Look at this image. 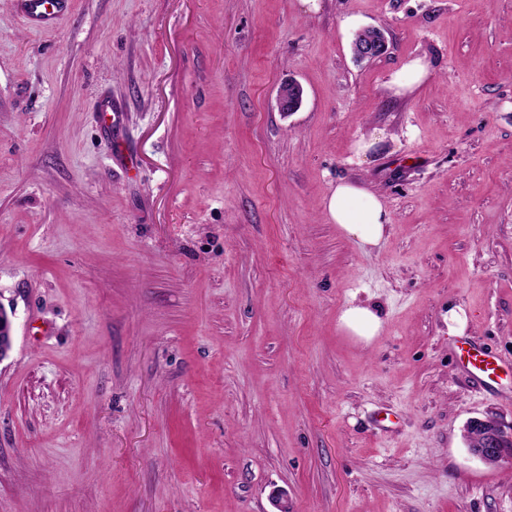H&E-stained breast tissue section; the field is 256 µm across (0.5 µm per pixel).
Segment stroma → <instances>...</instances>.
Instances as JSON below:
<instances>
[{
    "mask_svg": "<svg viewBox=\"0 0 512 512\" xmlns=\"http://www.w3.org/2000/svg\"><path fill=\"white\" fill-rule=\"evenodd\" d=\"M342 179L378 246L327 221ZM0 306V512H512L463 437L512 424V369L460 368L512 360V0H0ZM71 5L70 0H17V9L24 22L32 28L48 31L56 26L61 14ZM428 74V64L423 59L416 58L403 65L394 76L391 85L396 89V94L411 92ZM303 88L296 81L283 82L276 93V104L279 112L284 114L295 112L301 105ZM324 208L329 221L364 250L377 246L385 235L389 218L382 200L358 181L337 182ZM338 327L356 341L369 344L382 330L383 320L375 307L352 301L341 311ZM467 359L463 361V366L468 375L478 384L490 389H498L496 378L499 377L498 371L507 366L508 363L491 358L487 353L478 348L467 350Z\"/></svg>",
    "mask_w": 512,
    "mask_h": 512,
    "instance_id": "obj_1",
    "label": "stroma"
}]
</instances>
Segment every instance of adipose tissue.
I'll return each mask as SVG.
<instances>
[{"label": "adipose tissue", "instance_id": "obj_1", "mask_svg": "<svg viewBox=\"0 0 512 512\" xmlns=\"http://www.w3.org/2000/svg\"><path fill=\"white\" fill-rule=\"evenodd\" d=\"M324 208L329 221L362 249L377 246L385 235L389 218L382 200L360 182L346 179L337 182ZM338 327L356 341L367 344L379 335L383 320L375 307L353 301L341 311Z\"/></svg>", "mask_w": 512, "mask_h": 512}]
</instances>
